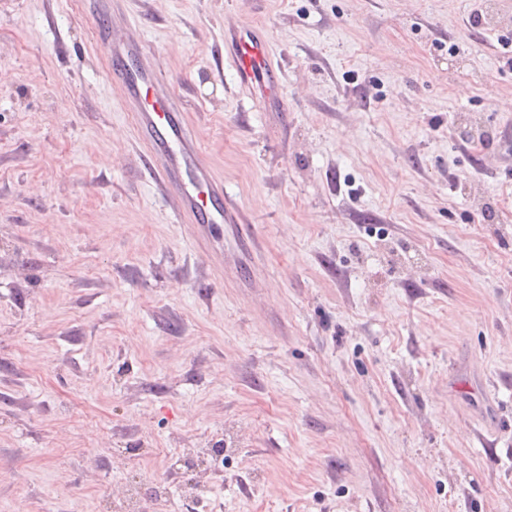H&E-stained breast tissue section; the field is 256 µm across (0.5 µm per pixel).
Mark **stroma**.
Segmentation results:
<instances>
[{
	"instance_id": "1",
	"label": "stroma",
	"mask_w": 512,
	"mask_h": 512,
	"mask_svg": "<svg viewBox=\"0 0 512 512\" xmlns=\"http://www.w3.org/2000/svg\"><path fill=\"white\" fill-rule=\"evenodd\" d=\"M481 9L482 23L466 21ZM253 227L142 164L85 5L0 0V512H512V0H123ZM259 29L285 111L231 62Z\"/></svg>"
}]
</instances>
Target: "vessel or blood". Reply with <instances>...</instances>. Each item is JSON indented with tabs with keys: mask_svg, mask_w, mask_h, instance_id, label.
<instances>
[{
	"mask_svg": "<svg viewBox=\"0 0 512 512\" xmlns=\"http://www.w3.org/2000/svg\"><path fill=\"white\" fill-rule=\"evenodd\" d=\"M89 20L111 73L120 83L123 104L133 130L144 144V166L151 179L176 201L175 219L199 241H211L214 231L231 225L242 237L251 228L238 212L224 204V184L212 173L197 138L188 128L168 82L153 63L147 41L113 30V0H91ZM232 61L265 100L276 98V77L266 43L253 30L235 34Z\"/></svg>",
	"mask_w": 512,
	"mask_h": 512,
	"instance_id": "obj_1",
	"label": "vessel or blood"
}]
</instances>
